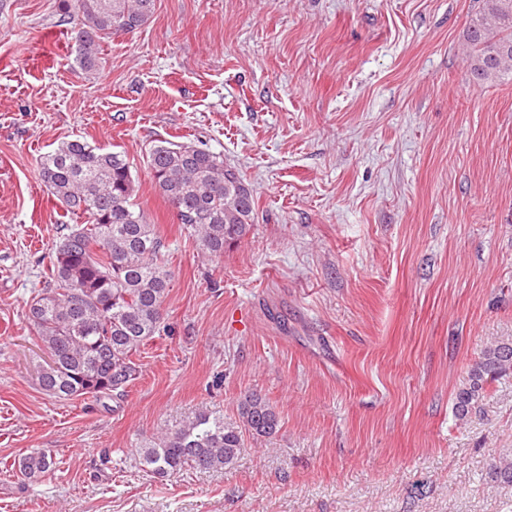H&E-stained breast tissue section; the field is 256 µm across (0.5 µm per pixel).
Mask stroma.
Masks as SVG:
<instances>
[{
	"label": "stroma",
	"mask_w": 512,
	"mask_h": 512,
	"mask_svg": "<svg viewBox=\"0 0 512 512\" xmlns=\"http://www.w3.org/2000/svg\"><path fill=\"white\" fill-rule=\"evenodd\" d=\"M60 0H0V512H512V372L465 418L456 392L512 342V73L474 83L482 0H156L75 62ZM81 139L125 154L173 273L136 380L48 395L27 320L67 213L39 161ZM221 155L253 190L218 260L155 189L162 141ZM277 432L164 478L132 454L199 408ZM50 449L54 476L4 465ZM240 416L244 429L257 439L273 435L279 425L275 409L254 394L246 396L240 403Z\"/></svg>",
	"instance_id": "stroma-1"
}]
</instances>
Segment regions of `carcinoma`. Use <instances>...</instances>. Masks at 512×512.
<instances>
[{"mask_svg":"<svg viewBox=\"0 0 512 512\" xmlns=\"http://www.w3.org/2000/svg\"><path fill=\"white\" fill-rule=\"evenodd\" d=\"M156 0H61L77 17L71 38L76 61L87 72L99 67L100 41L130 32L155 11ZM467 63L475 83L512 72V0H483L466 29ZM150 175L179 223L199 240L202 251L221 258L254 224L255 200L243 177L224 159L192 144L154 146ZM40 175L62 206L87 216L55 244L51 271L28 304L27 318L49 362L38 377L44 391L60 399L100 401L135 379L132 355L155 336L164 320L172 272L163 263L164 242L137 210L135 179L120 152L84 140L62 143L40 160ZM512 371V344L488 347L470 370L469 385L455 396L464 417L485 385ZM242 427L256 438L273 435L278 414L251 394L240 403ZM239 427L201 408L137 449L142 470L166 477L189 467L217 471L231 465L241 448ZM48 450L35 448L18 460L23 479L55 472Z\"/></svg>","mask_w":512,"mask_h":512,"instance_id":"obj_1","label":"carcinoma"}]
</instances>
